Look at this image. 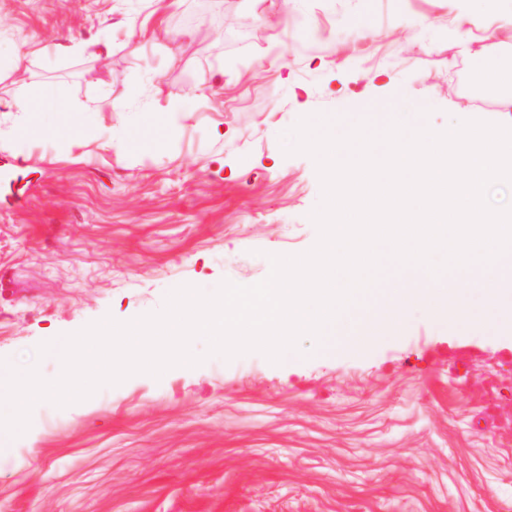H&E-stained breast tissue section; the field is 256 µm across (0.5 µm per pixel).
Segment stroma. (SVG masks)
Here are the masks:
<instances>
[{
	"instance_id": "stroma-1",
	"label": "stroma",
	"mask_w": 512,
	"mask_h": 512,
	"mask_svg": "<svg viewBox=\"0 0 512 512\" xmlns=\"http://www.w3.org/2000/svg\"><path fill=\"white\" fill-rule=\"evenodd\" d=\"M26 41L47 49L17 61ZM471 62L512 73V0H0V98L43 123L46 89L73 107L64 152L0 112V358L56 379L41 343L310 250L320 181L284 152L301 117L512 126ZM408 320L38 403L0 445V512H512V334Z\"/></svg>"
}]
</instances>
